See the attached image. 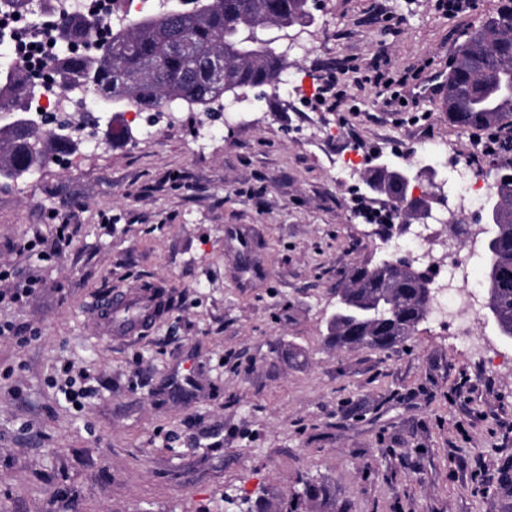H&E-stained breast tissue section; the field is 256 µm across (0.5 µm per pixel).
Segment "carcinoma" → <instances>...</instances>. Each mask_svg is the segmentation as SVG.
<instances>
[{"label": "carcinoma", "instance_id": "obj_1", "mask_svg": "<svg viewBox=\"0 0 512 512\" xmlns=\"http://www.w3.org/2000/svg\"><path fill=\"white\" fill-rule=\"evenodd\" d=\"M310 0H178L149 16L129 18L102 42L91 41L105 25L82 13L52 27L58 57L27 56L9 69L0 68V178L16 180L44 157L47 141L71 153L76 128L52 116L35 124L25 115V102L35 96L23 67L36 61L54 67L68 91L93 93L105 106L122 110L159 111L175 103L208 105L239 87L274 82L282 60L267 53L255 36L267 20L286 28L306 24ZM190 41L191 61L174 51ZM215 53L231 60L224 80L212 79L207 62ZM455 76L448 77L445 105L448 120L463 128H491L503 133L499 160L492 165V236L484 249V288L489 311L500 335L512 338V0H499L496 11L472 26L454 55ZM427 270L413 268L404 257L384 258L353 270L339 295L330 326L337 346L366 345L385 350L407 339L427 318ZM307 498L330 503L326 485L307 482Z\"/></svg>", "mask_w": 512, "mask_h": 512}]
</instances>
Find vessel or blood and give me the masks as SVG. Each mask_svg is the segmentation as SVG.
I'll use <instances>...</instances> for the list:
<instances>
[{"instance_id": "vessel-or-blood-1", "label": "vessel or blood", "mask_w": 512, "mask_h": 512, "mask_svg": "<svg viewBox=\"0 0 512 512\" xmlns=\"http://www.w3.org/2000/svg\"><path fill=\"white\" fill-rule=\"evenodd\" d=\"M165 308L166 298L157 289L113 290L102 294L95 304L100 324L119 338L138 335L144 324L157 318Z\"/></svg>"}]
</instances>
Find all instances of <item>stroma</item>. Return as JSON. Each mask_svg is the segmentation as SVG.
Segmentation results:
<instances>
[{
	"label": "stroma",
	"mask_w": 512,
	"mask_h": 512,
	"mask_svg": "<svg viewBox=\"0 0 512 512\" xmlns=\"http://www.w3.org/2000/svg\"><path fill=\"white\" fill-rule=\"evenodd\" d=\"M472 2L322 0L277 82L235 89L242 111L140 119L0 184V267L41 280L23 306L0 284V512H277L308 478L336 512H512V340L488 311L476 345L431 317L387 350L327 331L352 269L389 255L366 217L387 199L337 156L460 186L474 132L448 120V74L497 5ZM364 68L398 87L355 86ZM67 215L58 257L19 255ZM146 282L165 313L107 338L97 298ZM67 364L85 408L51 384Z\"/></svg>",
	"instance_id": "stroma-1"
}]
</instances>
